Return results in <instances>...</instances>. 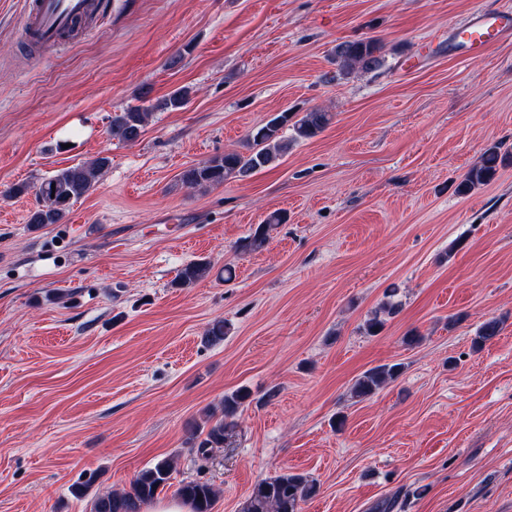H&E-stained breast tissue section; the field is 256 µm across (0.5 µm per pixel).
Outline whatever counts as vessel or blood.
Instances as JSON below:
<instances>
[{"label":"vessel or blood","mask_w":512,"mask_h":512,"mask_svg":"<svg viewBox=\"0 0 512 512\" xmlns=\"http://www.w3.org/2000/svg\"><path fill=\"white\" fill-rule=\"evenodd\" d=\"M112 0H26L20 34L53 45L108 15ZM512 35V11L482 10L452 30L448 50L456 56L483 52Z\"/></svg>","instance_id":"1"}]
</instances>
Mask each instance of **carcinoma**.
<instances>
[{
    "label": "carcinoma",
    "mask_w": 512,
    "mask_h": 512,
    "mask_svg": "<svg viewBox=\"0 0 512 512\" xmlns=\"http://www.w3.org/2000/svg\"><path fill=\"white\" fill-rule=\"evenodd\" d=\"M381 47L374 39H359L341 42L336 45L334 61L336 74L328 77L333 81L351 75L357 71L369 72L380 69L385 59L380 54ZM150 91L140 94L142 106L129 107L112 116V134L126 142L137 141L149 119L157 110H177L188 100L190 89L183 87L151 103ZM332 114L312 109L300 118L284 111L270 118L264 125L254 130L247 141L246 151L226 150L209 159L185 169L180 176L181 182L192 189L219 187L229 181L242 180L256 172L273 166L288 153L291 146L299 141L311 139L330 124ZM291 127V136L283 130ZM505 157L500 147L494 145L483 153L481 160L472 166L458 185V192L466 194L472 189L489 183L497 174L499 165ZM109 165V158L101 156L90 162L78 163L55 171L39 183L31 186L27 183L16 184L6 191L4 196L17 197L35 189L37 206L31 211L28 223L33 225L58 224L64 218L72 202L92 191L101 173ZM285 221L283 214L273 212L251 232L243 241L242 249L249 252L264 250L271 239V232ZM210 264L205 261L191 262L184 266L175 279V285L189 286L206 277ZM397 290L391 288L386 293V301L374 311L364 325L368 336L378 335L388 319L394 317L400 309V303L394 301ZM500 321L496 318L486 320L477 332V343L483 345L499 335ZM396 365L382 364L362 373L352 384V397L363 400L371 397L384 384L399 375ZM250 397L244 389L224 395L220 415H209L204 438L195 444L197 454L206 459L216 448H222L231 442L238 427V413ZM174 461L163 459L153 467L141 472L132 483L129 491L123 493L105 492L92 500L91 512H141L142 507L152 501L168 484ZM317 482L310 476L299 473L280 472L262 479L253 489L244 507V512H300L301 503L314 496ZM180 497L188 502L192 512H212L215 490L204 482L190 481L178 488Z\"/></svg>",
    "instance_id": "cac0c4a2"
}]
</instances>
